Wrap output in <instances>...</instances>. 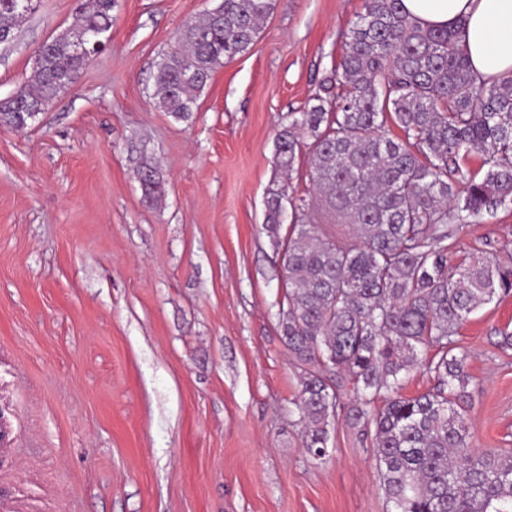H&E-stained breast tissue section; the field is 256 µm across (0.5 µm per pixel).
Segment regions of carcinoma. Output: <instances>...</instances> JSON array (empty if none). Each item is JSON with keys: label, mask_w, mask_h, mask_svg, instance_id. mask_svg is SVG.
<instances>
[{"label": "carcinoma", "mask_w": 512, "mask_h": 512, "mask_svg": "<svg viewBox=\"0 0 512 512\" xmlns=\"http://www.w3.org/2000/svg\"><path fill=\"white\" fill-rule=\"evenodd\" d=\"M16 2L0 0V41L13 38ZM114 6L81 0L68 29L104 36ZM273 8L274 0H222L221 11L187 22L154 73V106L188 120L214 72L250 49ZM36 58L21 87L34 107L90 60L61 31ZM323 91L275 139L276 169L288 175L308 149L319 201L316 209L303 199L291 204L282 254L288 306L279 326L301 371L295 406L304 447L327 460L328 427L345 408L350 426L371 432L391 512H512V453L469 443V353L457 339L473 312L512 293V265L481 252L448 266L455 230L512 204V78L477 77L457 34L419 26L402 0H364ZM392 126L402 136L392 137ZM473 156L480 177L467 168ZM137 175L147 200L159 196L154 165L142 160ZM288 188L275 180L268 189L273 231ZM344 224L356 241L341 236ZM418 366L435 384L405 397L401 376Z\"/></svg>", "instance_id": "1"}]
</instances>
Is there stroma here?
I'll return each instance as SVG.
<instances>
[{
    "instance_id": "obj_1",
    "label": "stroma",
    "mask_w": 512,
    "mask_h": 512,
    "mask_svg": "<svg viewBox=\"0 0 512 512\" xmlns=\"http://www.w3.org/2000/svg\"><path fill=\"white\" fill-rule=\"evenodd\" d=\"M214 0H116L112 40L23 130L0 127V512H388L372 441L304 447L279 329L287 226L274 140L321 94L363 0H275L186 121L152 103L181 27ZM79 0H36L0 44V99ZM159 167L146 201L135 171ZM450 264L512 262V204L460 228ZM512 295L459 330L472 447L512 449Z\"/></svg>"
}]
</instances>
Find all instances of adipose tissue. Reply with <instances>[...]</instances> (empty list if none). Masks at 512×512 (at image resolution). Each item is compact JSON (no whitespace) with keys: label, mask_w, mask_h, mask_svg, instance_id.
<instances>
[{"label":"adipose tissue","mask_w":512,"mask_h":512,"mask_svg":"<svg viewBox=\"0 0 512 512\" xmlns=\"http://www.w3.org/2000/svg\"><path fill=\"white\" fill-rule=\"evenodd\" d=\"M420 25L458 31L471 69L512 78V0H402Z\"/></svg>","instance_id":"adipose-tissue-1"}]
</instances>
